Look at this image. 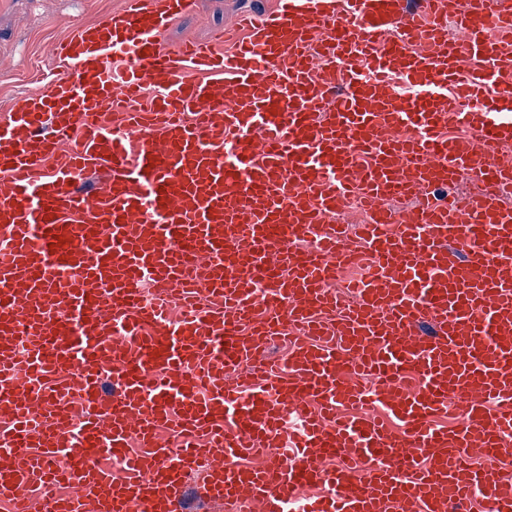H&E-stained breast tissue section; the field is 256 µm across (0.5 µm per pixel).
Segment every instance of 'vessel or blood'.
<instances>
[{
    "label": "vessel or blood",
    "mask_w": 512,
    "mask_h": 512,
    "mask_svg": "<svg viewBox=\"0 0 512 512\" xmlns=\"http://www.w3.org/2000/svg\"><path fill=\"white\" fill-rule=\"evenodd\" d=\"M193 4L76 27L0 115V507L512 512V0H260L169 47Z\"/></svg>",
    "instance_id": "1"
}]
</instances>
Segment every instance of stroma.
I'll list each match as a JSON object with an SVG mask.
<instances>
[{"instance_id": "1", "label": "stroma", "mask_w": 512, "mask_h": 512, "mask_svg": "<svg viewBox=\"0 0 512 512\" xmlns=\"http://www.w3.org/2000/svg\"><path fill=\"white\" fill-rule=\"evenodd\" d=\"M257 0H196L192 11L165 34L168 45L204 41L219 28L232 26ZM123 0H13L0 12L11 36L0 42V114L24 92L35 91L32 68L52 59V46L80 25L97 22L121 8Z\"/></svg>"}]
</instances>
